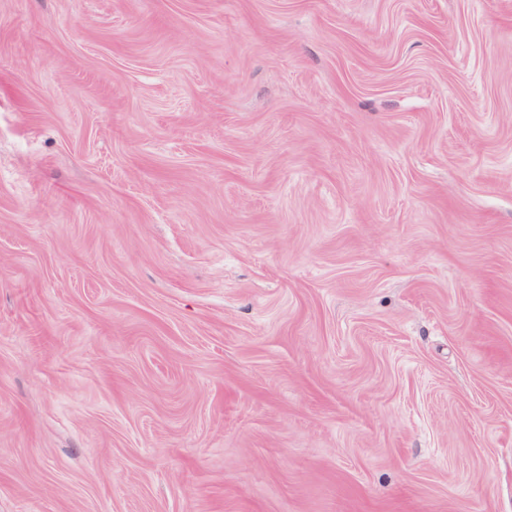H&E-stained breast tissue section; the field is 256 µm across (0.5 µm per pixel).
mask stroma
Here are the masks:
<instances>
[{"mask_svg": "<svg viewBox=\"0 0 512 512\" xmlns=\"http://www.w3.org/2000/svg\"><path fill=\"white\" fill-rule=\"evenodd\" d=\"M0 512H512V0H0Z\"/></svg>", "mask_w": 512, "mask_h": 512, "instance_id": "35a3bbf8", "label": "stroma"}]
</instances>
